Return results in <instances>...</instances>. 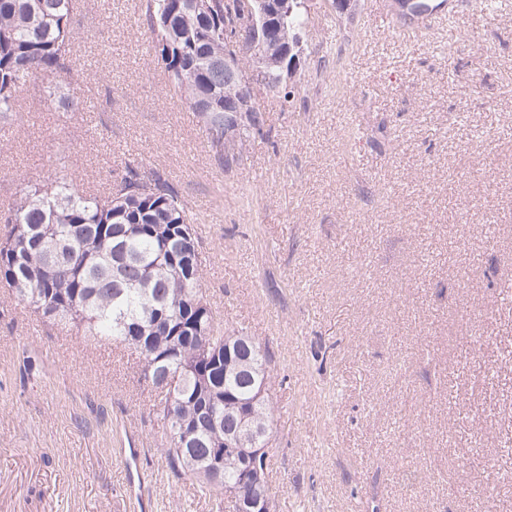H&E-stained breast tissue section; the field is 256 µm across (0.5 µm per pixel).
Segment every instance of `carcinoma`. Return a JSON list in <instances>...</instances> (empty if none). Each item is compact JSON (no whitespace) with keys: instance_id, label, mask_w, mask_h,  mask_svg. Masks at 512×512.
<instances>
[{"instance_id":"carcinoma-1","label":"carcinoma","mask_w":512,"mask_h":512,"mask_svg":"<svg viewBox=\"0 0 512 512\" xmlns=\"http://www.w3.org/2000/svg\"><path fill=\"white\" fill-rule=\"evenodd\" d=\"M244 8L243 0H145L152 33L150 51L167 76L168 86L203 119L217 160L226 144L262 134L264 117L256 113L248 127L224 125V102L236 95L224 83V12ZM74 0H0V124L17 120L20 92L40 80L48 99L73 103L62 92L73 59L71 27ZM307 24L293 10L272 32L270 45L291 42ZM203 259L187 203L159 173L128 166L107 193L88 197L76 178L51 174L0 204V285L39 318L84 336L124 344L141 363L143 378L160 389L164 376L188 379L181 392L165 393L157 403L163 424L168 410L196 430L195 456L217 448L224 483L214 484L167 437L161 449L172 475L196 482L223 506L224 484L244 476L240 455L224 453V436L214 433L210 414L231 420L242 409L256 425L274 428L272 401L253 402V384L271 381L274 359L249 336L224 327L211 309L195 318L200 335L174 334L189 321L185 308L202 284ZM164 306L168 319L155 318ZM240 343L231 362L224 347L231 335ZM208 355L196 354L197 341Z\"/></svg>"}]
</instances>
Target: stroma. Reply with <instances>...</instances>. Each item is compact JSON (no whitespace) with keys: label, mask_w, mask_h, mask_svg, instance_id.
<instances>
[{"label":"stroma","mask_w":512,"mask_h":512,"mask_svg":"<svg viewBox=\"0 0 512 512\" xmlns=\"http://www.w3.org/2000/svg\"><path fill=\"white\" fill-rule=\"evenodd\" d=\"M317 0L262 134L218 164L142 0H78L80 106L23 92L0 198L131 164L184 197L226 328L268 345L277 512H512V0ZM126 350L0 288V512H219L176 481Z\"/></svg>","instance_id":"35a3bbf8"}]
</instances>
